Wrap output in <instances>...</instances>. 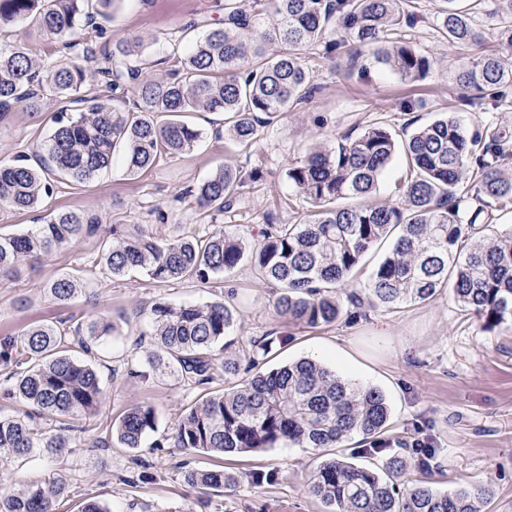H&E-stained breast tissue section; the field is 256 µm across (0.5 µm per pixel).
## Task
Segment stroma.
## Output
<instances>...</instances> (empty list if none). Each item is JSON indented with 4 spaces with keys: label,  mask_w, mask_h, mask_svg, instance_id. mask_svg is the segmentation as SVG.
<instances>
[{
    "label": "stroma",
    "mask_w": 512,
    "mask_h": 512,
    "mask_svg": "<svg viewBox=\"0 0 512 512\" xmlns=\"http://www.w3.org/2000/svg\"><path fill=\"white\" fill-rule=\"evenodd\" d=\"M223 4L224 0H120L114 17L99 22L96 50H111L118 42H142V60L149 72L165 74L171 43L181 39L190 24L222 17ZM442 6V0H418V18L405 30L414 47L433 62L422 80H401L375 64L367 52L350 62L318 49L306 60L315 87L312 97L262 125L251 146H238L225 136L221 115L198 112L192 121L203 129L204 139L189 154L162 159L153 169L134 175L121 161H114L92 182L61 181L52 198L33 212L0 207L3 234L34 229L57 211L82 210L99 218L98 234L23 262L17 274L0 280V337L34 322L56 320L60 309L48 292L50 282L97 255L101 234L110 225L144 224L165 238L178 234L180 226L201 224L194 199L182 192L220 164L260 172L259 181L245 188L218 221L250 244L260 239L266 225L291 224L307 214L308 204L286 173L315 143L356 138L372 123L400 138L447 111L453 93L449 74L461 55L437 29ZM77 109V104L51 97L40 111L19 107L9 112L0 120V161L32 152L51 134L58 112ZM157 208L168 213L167 222L156 220ZM278 293L275 285L260 283L246 263L205 285L96 275L69 311L85 319L106 318L118 329L97 349L103 403L95 414L75 420L84 430L83 446L59 457L36 455L0 464V498L24 484L62 474L69 489L55 503L54 512H78L88 498L110 512H324L307 492L306 480L328 459V451L271 448L222 457L160 445L201 392L171 376L130 375V367L139 363L136 344L147 329L142 311L156 302L221 300L236 307L238 320L230 334L231 347L214 348L216 361L243 356L253 339L279 337L270 367L313 357L346 379L384 392L392 449L422 439L435 450L431 469L411 471L412 479L440 492L467 482L488 490V512H512V323L484 330L447 288L429 301L396 309L348 303L338 321L312 328L276 313ZM134 404L156 410V432L136 449L115 443L95 447V440L110 438L113 422ZM214 465L236 474V486L206 495L183 482L184 468ZM272 469L280 472L277 481L251 482L250 473Z\"/></svg>",
    "instance_id": "1"
}]
</instances>
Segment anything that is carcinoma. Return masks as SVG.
Instances as JSON below:
<instances>
[{"instance_id": "obj_1", "label": "carcinoma", "mask_w": 512, "mask_h": 512, "mask_svg": "<svg viewBox=\"0 0 512 512\" xmlns=\"http://www.w3.org/2000/svg\"><path fill=\"white\" fill-rule=\"evenodd\" d=\"M254 0L252 12L240 0H224V20L168 61L165 77L142 75L139 44L120 42L104 57L98 73L121 95L132 91L133 107L122 112L84 91L90 63L98 60L92 36L76 30L95 27L112 15L115 0H0V32L29 21L42 34L51 63L24 42L0 43V113L15 107L36 112L45 95L78 102L76 114L62 112L48 140L35 152L37 163L19 154L0 165V204L14 211L36 210L53 195L58 177L88 183L122 155L128 173L154 167L164 156L194 149L203 131L185 119L188 112L224 113L225 133L247 146L259 127L306 98L311 77L305 54L354 44L372 51L378 64L400 79L416 81L432 68L400 33L415 0ZM439 29L465 56L452 74L462 98L482 101L488 88L497 110L509 103L512 87V0H494L496 49L485 48V32L475 12L444 0ZM409 173L395 204L367 200L397 155ZM259 172L224 163L187 190L215 222L229 211ZM288 181L311 207L296 224H271L258 245L249 247L224 230L195 228L168 240L141 224H113L102 240L99 264L113 277L138 273L157 283L215 277L248 261L256 278L280 288L275 308L283 317L315 327L336 322L342 307L334 291L358 269L376 244L391 247L370 275L368 298L391 308L421 303L451 287L455 300L485 330L512 322V232L492 237L484 231L494 211L512 207V130L491 121L469 132L453 113L416 128L399 141L384 126L371 124L353 140L313 147L288 168ZM364 198L356 207L338 201ZM97 218L81 210L49 215L35 229L0 234V278L29 259L48 254L89 233ZM470 243L464 248V243ZM48 291L61 308L82 292L77 277L55 278ZM151 325L144 365L172 374L192 389L215 379L236 377L241 365L226 356L217 365L213 346L233 329L237 310L221 301L204 304L155 303L143 312ZM115 332L106 319L73 317L28 326L18 336L0 338L4 394L34 408L35 414L0 415V461L32 454L60 455L78 446V428L67 419L89 414L104 393L91 361L105 336ZM277 337L253 340L249 362L267 356ZM390 408L382 392L336 374L323 363L302 358L257 374L229 391L190 406L172 432L170 448L214 454L259 452L269 448H337L359 437L361 458L374 466L339 458L322 461L309 475L308 493L325 512H485L486 491L468 484L439 493L407 478L424 469L419 452L387 453L382 435ZM156 410L132 405L112 425L124 448H139L157 429ZM185 483L222 492L236 476L222 467L190 469ZM64 478L36 482L0 500V512H53L66 493Z\"/></svg>"}]
</instances>
